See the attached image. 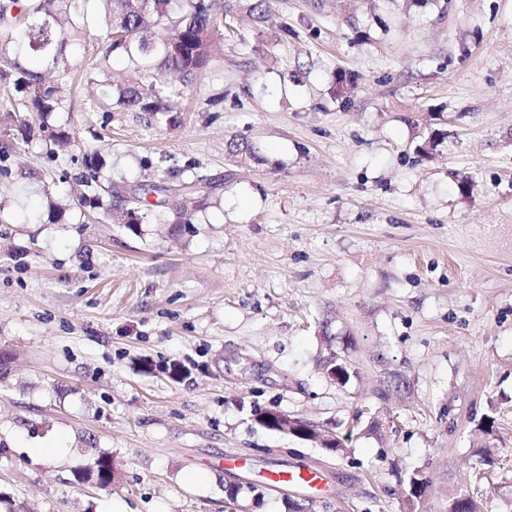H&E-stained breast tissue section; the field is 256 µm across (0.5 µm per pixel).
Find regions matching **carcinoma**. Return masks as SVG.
Returning a JSON list of instances; mask_svg holds the SVG:
<instances>
[{
    "label": "carcinoma",
    "mask_w": 512,
    "mask_h": 512,
    "mask_svg": "<svg viewBox=\"0 0 512 512\" xmlns=\"http://www.w3.org/2000/svg\"><path fill=\"white\" fill-rule=\"evenodd\" d=\"M270 0H257L242 16L217 5V0H0V82L8 93L0 99V121L18 124L29 143L33 130L52 154L65 152L72 139L65 126L52 122L55 113L66 110L62 87L70 78L71 58L67 45L80 48L92 24L104 20L102 47L95 64L86 70L84 82L102 112H141L149 122L169 123L191 94L197 75L224 51V17L258 25L264 22ZM128 65L126 79L112 80V58ZM179 75L176 82L157 79L160 72ZM229 154L239 161L259 162L254 146L232 139ZM157 178L137 185L138 195L122 212L126 229L140 233L141 224H168L172 233H182L193 224L197 197L210 194L213 182L203 177L180 180L171 191L168 181L182 175L176 168L156 171ZM74 208L81 215L96 212L112 215L119 208L112 183V166L98 151L83 154V171ZM159 199L151 202V195ZM46 197L47 224L65 220L67 208L50 194ZM324 368L343 385L349 379L346 363L329 359ZM112 454L89 449L87 464L74 470L73 481L81 486L93 482L103 491L112 489L116 477ZM447 512H483L479 496L461 491L448 496Z\"/></svg>",
    "instance_id": "carcinoma-1"
}]
</instances>
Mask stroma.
<instances>
[{
  "label": "stroma",
  "instance_id": "stroma-1",
  "mask_svg": "<svg viewBox=\"0 0 512 512\" xmlns=\"http://www.w3.org/2000/svg\"><path fill=\"white\" fill-rule=\"evenodd\" d=\"M94 54L55 116L75 150L0 127V512H406L413 473L427 512L463 488L512 512V0H272L168 126L91 111ZM431 113L447 136L422 157ZM234 138L260 162L236 163ZM96 147L129 187L161 158L219 187L175 235L32 222ZM334 353L343 386L321 370ZM267 410L348 453L264 428ZM46 441L59 453L36 457ZM91 445L111 491L72 483ZM282 461L331 495L268 490Z\"/></svg>",
  "mask_w": 512,
  "mask_h": 512
}]
</instances>
